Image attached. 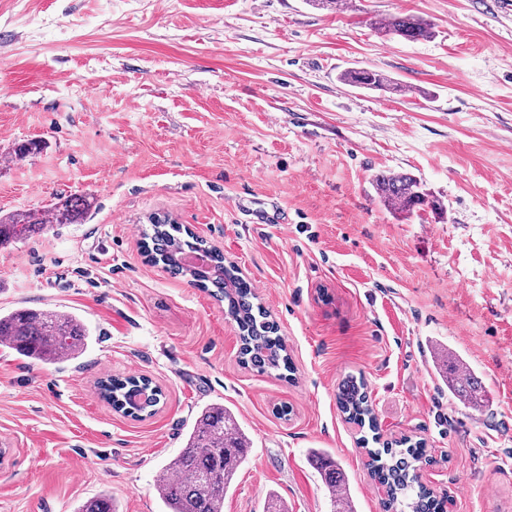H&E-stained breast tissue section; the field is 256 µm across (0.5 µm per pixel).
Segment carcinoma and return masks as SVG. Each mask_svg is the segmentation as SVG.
<instances>
[{"label": "carcinoma", "mask_w": 512, "mask_h": 512, "mask_svg": "<svg viewBox=\"0 0 512 512\" xmlns=\"http://www.w3.org/2000/svg\"><path fill=\"white\" fill-rule=\"evenodd\" d=\"M383 35H394L407 41L432 37V27L416 15H392L378 23ZM339 80L351 86L385 90L392 81L382 72L369 69H349ZM375 189L385 205L394 211L414 213L427 204L420 182L405 173L381 172L374 177ZM91 202L83 196H69L47 210H27L0 216V246L23 241L47 229L50 224H80ZM145 250L149 261L161 264L174 275H188L202 288L212 289V295L226 302V314L238 326L241 334L243 363L259 372L289 370L286 348L277 334V326L249 284L239 276L233 265L224 264V255L210 248L195 236L181 237L180 226L166 219L150 224L144 232ZM205 249L213 264L202 275L185 268L178 259L183 251ZM90 342L88 329L72 313L52 309L20 308L0 314V346L15 351L33 364H55L79 358ZM435 361L447 360L442 377L448 392L479 408L482 400L477 377L467 364L443 349L434 355ZM137 381L133 377L113 378L103 388L112 408L127 416L139 417L151 413L159 404L162 393L147 388L145 400H134L129 391ZM338 404L346 418L370 431L377 430L371 416L364 381L354 376L342 380L338 388ZM249 438L236 417L220 403L205 406L190 428L184 448L166 467L156 483L162 512H224V495L233 485L240 467L246 462ZM371 473L387 486L384 502L387 512H440V502L430 489L419 482L416 464L423 459L420 444L406 448L384 445L369 452ZM323 484L330 493L332 512H355L347 492L348 480L340 465L325 451L310 452ZM77 512H115L112 497L92 498Z\"/></svg>", "instance_id": "obj_1"}]
</instances>
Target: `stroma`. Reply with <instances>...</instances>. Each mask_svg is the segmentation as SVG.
<instances>
[{
    "mask_svg": "<svg viewBox=\"0 0 512 512\" xmlns=\"http://www.w3.org/2000/svg\"><path fill=\"white\" fill-rule=\"evenodd\" d=\"M501 0H0V210L90 198L81 224L0 249V313L67 311L73 361L0 348V512H160L154 481L200 410H231L251 447L224 512H331L311 450L384 512L365 429L336 401L363 379L385 441L428 457L446 512H512V13ZM415 14L431 38L376 23ZM387 75L393 93L339 81ZM41 150L19 159L18 144ZM435 206L386 208L377 173ZM275 223L254 224L253 213ZM238 266L278 327L291 378L240 361L236 323L190 277L147 263L150 215ZM445 347L485 409L448 391ZM141 375L152 415L112 410L99 379Z\"/></svg>",
    "mask_w": 512,
    "mask_h": 512,
    "instance_id": "1",
    "label": "stroma"
}]
</instances>
